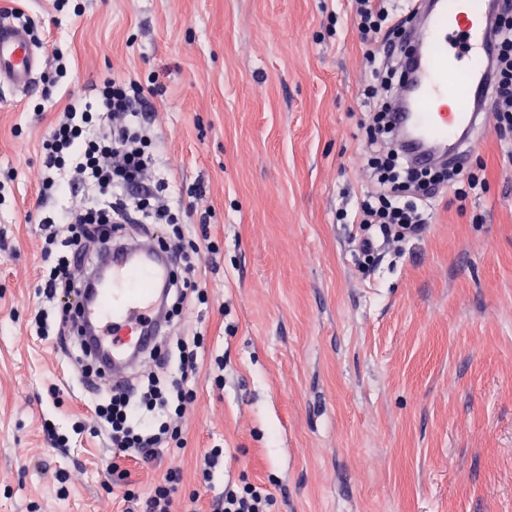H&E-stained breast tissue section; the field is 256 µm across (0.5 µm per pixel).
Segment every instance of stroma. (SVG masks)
Wrapping results in <instances>:
<instances>
[{"mask_svg": "<svg viewBox=\"0 0 512 512\" xmlns=\"http://www.w3.org/2000/svg\"><path fill=\"white\" fill-rule=\"evenodd\" d=\"M346 0H0L66 76L0 94V512H121L89 392L35 335L46 209L39 143L106 71L154 85L156 177L187 242L209 234L186 319L204 335L175 512L225 482L273 512H512V163L496 132L432 222L369 266L336 221L367 188L364 46ZM68 437L62 452L48 431ZM224 467L203 476V452Z\"/></svg>", "mask_w": 512, "mask_h": 512, "instance_id": "stroma-1", "label": "stroma"}]
</instances>
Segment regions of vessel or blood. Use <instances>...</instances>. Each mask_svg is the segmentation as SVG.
Returning a JSON list of instances; mask_svg holds the SVG:
<instances>
[{
	"label": "vessel or blood",
	"mask_w": 512,
	"mask_h": 512,
	"mask_svg": "<svg viewBox=\"0 0 512 512\" xmlns=\"http://www.w3.org/2000/svg\"><path fill=\"white\" fill-rule=\"evenodd\" d=\"M497 6L498 0H418L391 113L394 145L413 167L464 166L477 131L490 129ZM42 65L27 29L1 21L0 87L26 94ZM165 255L160 245L113 249L79 304L95 333L91 353L108 386L128 384L130 359L160 330L161 292L173 273Z\"/></svg>",
	"instance_id": "b4317fda"
}]
</instances>
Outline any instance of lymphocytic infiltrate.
Masks as SVG:
<instances>
[{
	"mask_svg": "<svg viewBox=\"0 0 512 512\" xmlns=\"http://www.w3.org/2000/svg\"><path fill=\"white\" fill-rule=\"evenodd\" d=\"M349 16L364 46L365 65L372 82L365 98L380 97L368 115V132L359 150L363 170L373 184L357 209L346 218L356 227L363 252L370 263L383 260L374 244L382 239L406 240L419 236L430 220L425 201L442 188L461 197L481 189L472 173L453 170L443 179L411 168L393 147L387 121L393 95L403 78L401 56L394 41L402 20L389 0H350ZM495 84L491 108L497 122L512 124V0L496 17ZM142 88L111 75H103L95 93L77 100L62 115L41 143L43 165L39 192L43 200L65 194L85 193L84 203L55 209L43 219L46 226L66 230L65 238L49 234L43 249V292L58 303L57 318L40 317L38 335L68 336L65 346L76 365H83L87 351L75 330V294L81 272L93 264L90 246L106 244L126 224H179V212L164 188L151 178L155 165ZM202 336L178 340L175 346L158 345L147 357L158 366L175 363L174 375L144 376L131 390L107 389L92 404L95 430L104 441L109 477L124 480L119 458L129 457L158 468L146 488L126 491L124 512H173L176 491L173 468L163 467L164 457L184 448L177 420L186 403L196 397L198 351ZM274 499L259 484L231 482L213 501V512H272Z\"/></svg>",
	"mask_w": 512,
	"mask_h": 512,
	"instance_id": "1",
	"label": "lymphocytic infiltrate"
}]
</instances>
